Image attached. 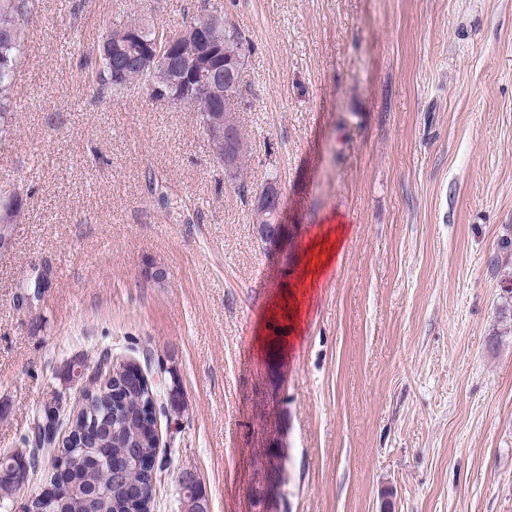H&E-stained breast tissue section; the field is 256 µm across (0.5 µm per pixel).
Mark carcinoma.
Here are the masks:
<instances>
[{"label": "carcinoma", "instance_id": "cac0c4a2", "mask_svg": "<svg viewBox=\"0 0 512 512\" xmlns=\"http://www.w3.org/2000/svg\"><path fill=\"white\" fill-rule=\"evenodd\" d=\"M30 12V0H0V137L8 132L9 115L17 96L16 63L24 39L23 24ZM189 36L195 50H218L207 63H223V53L240 55L247 59L251 44L241 32L224 25L223 6L210 0H202L200 10L193 20L182 27ZM179 31H158L144 22L108 27L101 35L98 45L100 68L97 79L109 87L116 98L124 96L136 83H142L147 91L168 81V72L146 65L143 54L155 50L156 40L171 39ZM173 81L169 86V104L197 114L198 121L206 120V113H214V119L223 118L220 111L231 112L242 105L241 89L225 98V107H213L207 100L190 93L182 81L190 76V70L198 59L185 60L172 57ZM22 201L17 195L0 199V232L15 223L21 213ZM260 224L271 231L275 202L264 199L256 207ZM168 387L166 401L174 410L181 406V387L174 371L167 370ZM150 401L140 385L126 384L119 388L118 398L99 394L95 408L99 414L100 427L96 436L85 438L80 421H75L73 438L68 444L58 447L41 441V447L31 448L19 457L27 459L29 466H39L40 458L50 457L52 471L46 478L54 483L55 469H68L69 486L55 489L57 495L37 499L32 503L33 512H151L154 503L145 500L133 501L122 487L113 482L112 473L105 463L111 455H122L129 448L138 449L137 455H152L156 450L153 435L148 429L144 406ZM183 512H208L200 503L205 497L199 488L181 486Z\"/></svg>", "mask_w": 512, "mask_h": 512}]
</instances>
